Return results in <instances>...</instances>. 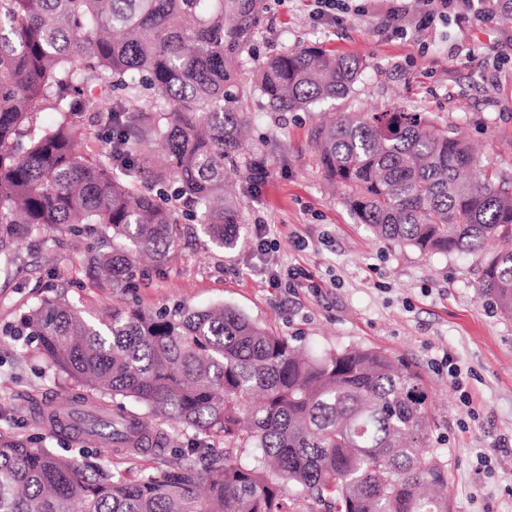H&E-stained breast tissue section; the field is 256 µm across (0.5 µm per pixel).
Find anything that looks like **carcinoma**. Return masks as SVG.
Here are the masks:
<instances>
[{"label": "carcinoma", "instance_id": "cac0c4a2", "mask_svg": "<svg viewBox=\"0 0 512 512\" xmlns=\"http://www.w3.org/2000/svg\"><path fill=\"white\" fill-rule=\"evenodd\" d=\"M265 0H0V263L18 241L91 240L88 282L134 295L177 251L192 221L209 243L242 240L241 201L224 182L249 124L235 82ZM364 68L320 47L268 57L256 89L272 112L348 96ZM56 118L44 124L41 114ZM318 163L357 222L424 254L475 252L491 238L480 294L512 316V188L473 147L418 112L344 113L314 131ZM24 329L67 404L35 403L45 436L0 433V512H293L294 483L325 512H451L448 459L422 375L353 347L305 354L224 304L102 318L61 295ZM159 460L138 483L69 449L61 433ZM177 423L224 438L166 453ZM258 450L257 464L237 451Z\"/></svg>", "mask_w": 512, "mask_h": 512}]
</instances>
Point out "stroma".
Instances as JSON below:
<instances>
[{
	"mask_svg": "<svg viewBox=\"0 0 512 512\" xmlns=\"http://www.w3.org/2000/svg\"><path fill=\"white\" fill-rule=\"evenodd\" d=\"M237 75L254 82L262 59L284 49L320 46L363 58L366 67L352 93L335 106L308 112H272L253 96L250 131L238 166L226 176L241 200L245 226L265 224L275 241L271 256L253 244L232 251L209 248L194 224L183 225L174 261L152 273L136 292L141 307L217 303L314 354L355 346L374 348L416 366L428 387L436 419L430 445L449 463L453 512H512V316L503 315L477 288L489 242L471 254L425 255L391 244L356 222L342 190L332 188L311 147V133L330 109L418 112L449 126L481 150L485 169L512 180V62L493 64L486 44H512V21L459 30L440 24L404 39L381 33L379 0H363L344 24L313 19V0H266ZM266 171L252 186L253 169ZM0 275V431L25 438L42 433L30 401L62 399L67 383L18 333L21 316L46 296L64 294L94 313L120 302L109 287L78 288L85 277L84 245L59 237L32 249ZM300 267L314 285L288 291L268 284L270 274ZM453 356L472 407H464L438 365ZM125 479L139 481L156 467L149 453L133 458L89 446Z\"/></svg>",
	"mask_w": 512,
	"mask_h": 512,
	"instance_id": "1",
	"label": "stroma"
}]
</instances>
